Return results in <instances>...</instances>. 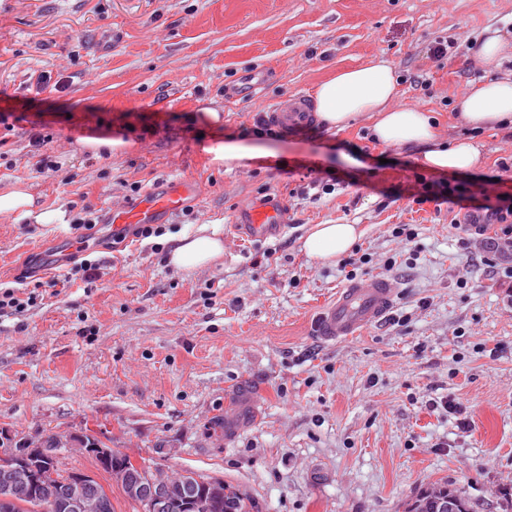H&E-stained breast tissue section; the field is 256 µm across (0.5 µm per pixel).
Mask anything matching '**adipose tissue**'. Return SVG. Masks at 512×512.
Returning <instances> with one entry per match:
<instances>
[{
	"label": "adipose tissue",
	"mask_w": 512,
	"mask_h": 512,
	"mask_svg": "<svg viewBox=\"0 0 512 512\" xmlns=\"http://www.w3.org/2000/svg\"><path fill=\"white\" fill-rule=\"evenodd\" d=\"M470 53L486 70V77L473 82L457 102L462 123L480 131L512 122V77H497L504 60L512 57V33L487 29L484 37L472 41ZM316 112L328 131L347 128L364 118L370 122L374 138L390 147L420 149V161L434 172H461L475 168L480 148L474 139L460 138L445 142L433 112L403 102L399 79L393 65L375 56L364 63L337 70L320 81L313 90ZM200 150L209 165L229 169L246 167L248 161L266 154L262 144L239 141L211 142ZM34 198L23 182L0 190V216L21 221L35 219L40 224L60 221V211H34ZM358 230L353 224L315 225L305 240L307 253L330 261L346 253L356 242ZM224 252L218 231L200 226L183 231L168 254L169 263L182 270L206 267Z\"/></svg>",
	"instance_id": "1"
}]
</instances>
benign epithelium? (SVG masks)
<instances>
[{
    "mask_svg": "<svg viewBox=\"0 0 512 512\" xmlns=\"http://www.w3.org/2000/svg\"><path fill=\"white\" fill-rule=\"evenodd\" d=\"M24 447L0 450V502L8 507L21 498L36 505L39 512H99L103 502L92 495V481L87 473L73 475L63 494L52 493L34 479L36 465L57 455V449L45 448L41 442L22 440ZM113 482L123 484L143 501L147 512H166L172 505V487L165 476L143 479L129 472L114 475Z\"/></svg>",
    "mask_w": 512,
    "mask_h": 512,
    "instance_id": "benign-epithelium-1",
    "label": "benign epithelium"
}]
</instances>
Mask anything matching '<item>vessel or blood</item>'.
I'll return each instance as SVG.
<instances>
[{
	"label": "vessel or blood",
	"mask_w": 512,
	"mask_h": 512,
	"mask_svg": "<svg viewBox=\"0 0 512 512\" xmlns=\"http://www.w3.org/2000/svg\"><path fill=\"white\" fill-rule=\"evenodd\" d=\"M266 117L274 125L295 129L306 126L311 114L304 97L298 95L289 104L270 108ZM190 189L186 182L169 183L163 190L148 191L134 205L109 212L108 219L120 230L155 223L159 217H170L179 212ZM245 230L250 237L265 238L281 234L284 226L276 213L255 211L251 213ZM397 295V283L378 275L365 276L346 284L321 308L317 321L320 338L332 344L358 336L387 316Z\"/></svg>",
	"instance_id": "1"
}]
</instances>
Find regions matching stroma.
<instances>
[{"mask_svg":"<svg viewBox=\"0 0 512 512\" xmlns=\"http://www.w3.org/2000/svg\"><path fill=\"white\" fill-rule=\"evenodd\" d=\"M512 24V0H0V189L30 187L59 224L0 216V431L36 439L94 424L112 448L220 478L254 512H403L428 484L462 488L474 512L512 500V254L463 246L468 205L512 196V130L470 132L455 101L483 70L469 43ZM437 40L458 51L436 62ZM381 55L405 102L435 112L443 137L476 135L467 173L429 172L410 149L375 142L366 123L320 122L265 137L247 168L210 166L208 133L249 141L272 105L311 96L337 69ZM51 83L38 85L39 75ZM64 87H55V80ZM48 136L43 150L32 137ZM120 138L96 157L81 142ZM362 153L361 166L341 152ZM58 170L40 169L41 155ZM336 179L317 194L309 165ZM194 192L156 235L116 239L106 215L163 177ZM284 217L278 236L230 233L257 208ZM98 222L72 249L74 210ZM215 224L224 254L194 272L167 262L172 235ZM317 224H354L353 268L310 257ZM413 225L405 243L394 227ZM57 262L43 272L27 255ZM96 266L86 279L81 262ZM396 281L384 322L335 345L314 318L351 276ZM470 420L461 430L446 400ZM235 419L228 435L224 422Z\"/></svg>","mask_w":512,"mask_h":512,"instance_id":"obj_1","label":"stroma"}]
</instances>
